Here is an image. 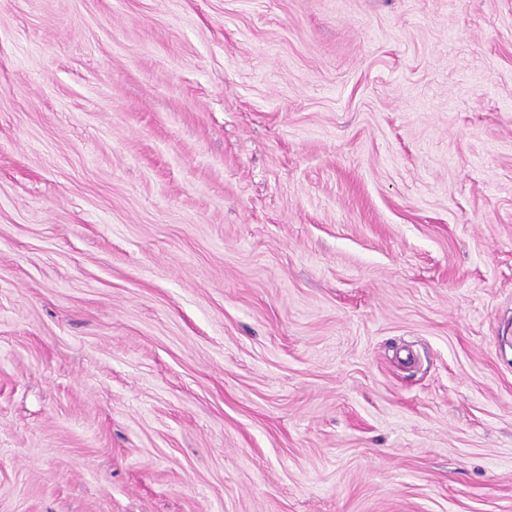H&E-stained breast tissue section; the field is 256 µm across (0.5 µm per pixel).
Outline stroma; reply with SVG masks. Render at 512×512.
<instances>
[{
    "label": "stroma",
    "mask_w": 512,
    "mask_h": 512,
    "mask_svg": "<svg viewBox=\"0 0 512 512\" xmlns=\"http://www.w3.org/2000/svg\"><path fill=\"white\" fill-rule=\"evenodd\" d=\"M0 512H512V0H0Z\"/></svg>",
    "instance_id": "obj_1"
}]
</instances>
